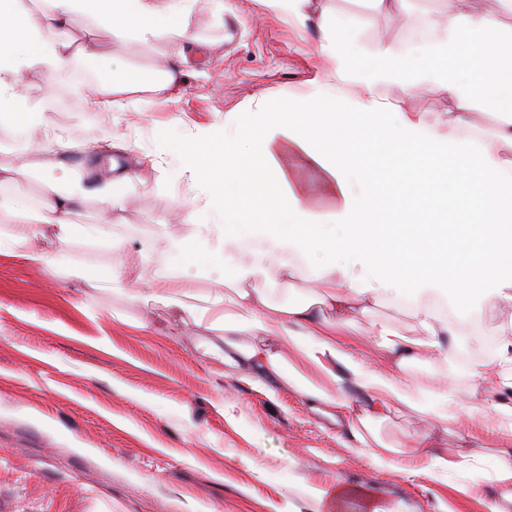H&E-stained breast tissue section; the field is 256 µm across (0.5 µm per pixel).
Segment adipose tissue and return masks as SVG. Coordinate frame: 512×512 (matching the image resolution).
<instances>
[{"label": "adipose tissue", "mask_w": 512, "mask_h": 512, "mask_svg": "<svg viewBox=\"0 0 512 512\" xmlns=\"http://www.w3.org/2000/svg\"><path fill=\"white\" fill-rule=\"evenodd\" d=\"M195 3L0 0V114L19 115L16 130L24 132L44 111L24 97L23 73L51 75L74 58H99L94 39L76 45L65 38L75 17L111 28L116 44L164 34L185 41L187 25L167 30L161 21L189 17ZM264 3L299 26L318 29L320 53L333 68L289 112L263 113L261 131L250 140L228 116L219 140L186 141L178 175L196 185L203 202L175 209L190 228L188 237H171L160 224L142 251L162 252L174 266L208 267L229 282L203 306L196 305L187 279H166L148 298L195 322L219 325L220 340L207 342L205 352L230 372L260 370L346 419L357 454L370 464L389 467L397 452L374 424L414 412L458 445L447 449L431 435L420 436L411 454L421 465L408 476L467 474L476 486L501 485L503 499L512 501V161L499 151L512 145V115L488 132L475 131L471 122L475 102L497 105L512 85V29L474 12L470 0H444V18L425 20L433 38L423 51L408 54L382 38L367 50L351 20L329 12L323 0ZM185 62L180 55L148 79L116 76L100 83L87 96V108L126 111L138 91L169 97L183 82ZM390 85L428 87L447 98L446 117L430 121L383 101L378 90ZM357 112L366 113L365 123L354 121ZM252 193L282 223H241L238 202ZM87 194L67 173L48 178L36 208L11 214L27 230L0 235V253L51 266L35 246L48 224L59 242L82 236L111 247V267L79 271V278L116 292L140 281L138 269L122 257L123 240L105 225L71 222ZM300 261L313 271L317 292L297 296L292 283L291 299L273 305L279 275ZM386 301L403 305L412 332L372 323L370 339L384 355L375 363L359 351L351 326ZM442 301L453 318L438 312ZM486 306L505 318L478 329L500 343L466 369L474 404H464L452 382L433 391L410 386L406 375L414 364L453 366L458 323ZM243 334L250 343L240 342ZM355 400L362 404L357 416ZM487 429L501 437L489 461L470 450Z\"/></svg>", "instance_id": "obj_1"}]
</instances>
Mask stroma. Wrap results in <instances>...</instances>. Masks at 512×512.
Returning <instances> with one entry per match:
<instances>
[{"label": "stroma", "instance_id": "35a3bbf8", "mask_svg": "<svg viewBox=\"0 0 512 512\" xmlns=\"http://www.w3.org/2000/svg\"><path fill=\"white\" fill-rule=\"evenodd\" d=\"M351 17L364 47L377 34L401 45L438 0H411L406 18L362 7L359 0H326ZM196 44L162 37L150 44H113L101 33L108 64L151 70L185 51L187 74L177 99L146 110L88 112L59 109L73 93L62 75H24L30 100L45 119L26 136L0 122V164L18 168L0 210L33 206L40 180L58 160L49 141L71 142L69 174L89 191L74 212L78 224L100 221L109 206L101 190L123 159L133 180L121 187L124 210L111 229L138 266L136 288L148 291L167 276L191 278L212 293L213 273L169 264L162 253L142 259L140 248L175 200L194 193L182 179L160 181L140 168L143 153L165 142L168 168L179 164L182 141L217 133L224 116L248 118L256 103L288 107L305 97L320 75V35L282 18L261 0H197L188 20ZM381 96L427 119L448 102L427 90L382 88ZM41 248L58 268L40 269L0 253V512H315L317 497L342 487L353 492L352 512H486L496 486L467 495L466 475L431 481L408 477L406 451L428 421L410 417L384 424L385 439L401 443L394 468L360 459L348 446L346 421L312 410L297 392L258 372L226 374L205 354L219 331L175 309L146 305L108 288L67 277L68 267L106 269L105 246L75 238Z\"/></svg>", "mask_w": 512, "mask_h": 512}]
</instances>
